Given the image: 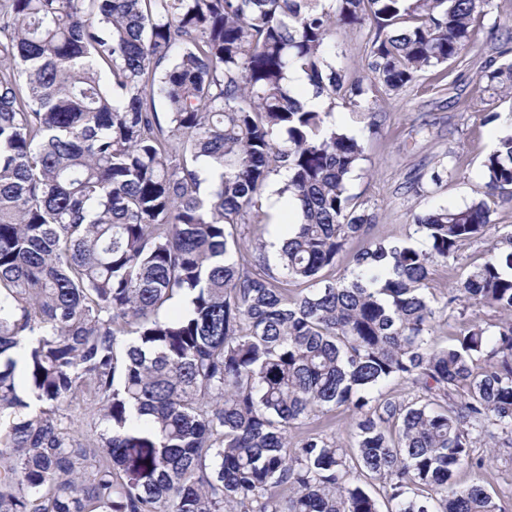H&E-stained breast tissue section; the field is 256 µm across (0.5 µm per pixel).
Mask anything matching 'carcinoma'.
Segmentation results:
<instances>
[{
    "label": "carcinoma",
    "instance_id": "carcinoma-1",
    "mask_svg": "<svg viewBox=\"0 0 512 512\" xmlns=\"http://www.w3.org/2000/svg\"><path fill=\"white\" fill-rule=\"evenodd\" d=\"M479 4L0 0V512H506L477 449L512 445V230L442 300L428 283L512 197V128L480 197L373 241L348 192L364 147L332 120L371 107L327 61L336 27L367 28L398 91L466 60ZM295 65L327 106L286 89ZM484 77L512 88V61ZM284 170L273 267L242 225ZM475 307L508 319L438 347L437 319ZM340 406L351 454L309 429Z\"/></svg>",
    "mask_w": 512,
    "mask_h": 512
}]
</instances>
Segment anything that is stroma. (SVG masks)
I'll return each mask as SVG.
<instances>
[{"label": "stroma", "instance_id": "obj_1", "mask_svg": "<svg viewBox=\"0 0 512 512\" xmlns=\"http://www.w3.org/2000/svg\"><path fill=\"white\" fill-rule=\"evenodd\" d=\"M476 45L466 63L451 66L447 75L422 74L400 91L373 81L363 35L337 31L332 65L347 81L361 82L379 123L370 133L348 105L337 103L333 118L347 134L361 138L364 158L348 188L376 222L370 237L413 235L412 217L429 208L470 203L484 182L481 162L512 123V93L487 88L479 76L485 66L505 63L512 49V0H487L474 17ZM444 171L440 184L432 171ZM489 244L464 245L456 258L435 268L429 288L440 296L455 286L474 265L483 262ZM487 492L512 512V449H497L484 475Z\"/></svg>", "mask_w": 512, "mask_h": 512}]
</instances>
